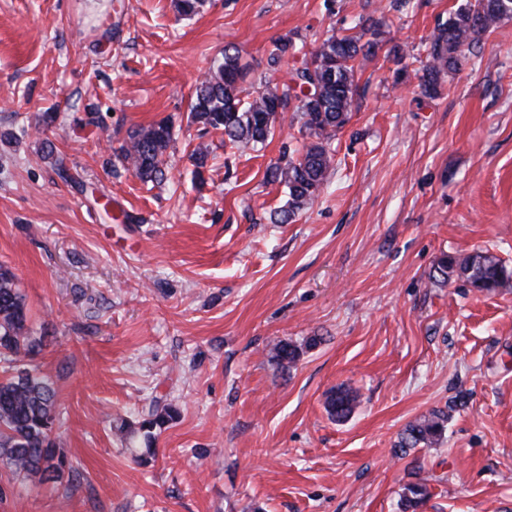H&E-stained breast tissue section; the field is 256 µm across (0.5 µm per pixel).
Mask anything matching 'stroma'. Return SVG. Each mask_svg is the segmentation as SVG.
I'll return each mask as SVG.
<instances>
[{
  "mask_svg": "<svg viewBox=\"0 0 512 512\" xmlns=\"http://www.w3.org/2000/svg\"><path fill=\"white\" fill-rule=\"evenodd\" d=\"M461 2L207 0L185 19L171 0H0V262L77 471L23 483L0 463V512H400L417 478L422 512H512V283L430 279L442 256L477 249L512 267V21L464 48L433 99L392 60L425 57ZM361 16L386 35L335 167L313 204L272 223L288 193L265 173L302 148L298 120L230 150L188 121L191 90L228 44L251 82H283L274 40L311 51ZM163 119L164 184L105 169L130 128ZM104 195L130 222L107 217ZM281 341L304 348L286 370L271 359ZM340 386L360 400L343 422L324 406ZM155 395L180 417L140 465L116 425ZM439 409L444 439L397 456L405 425ZM431 491L425 480L408 483L401 495L400 508L402 512H416L430 498Z\"/></svg>",
  "mask_w": 512,
  "mask_h": 512,
  "instance_id": "stroma-1",
  "label": "stroma"
}]
</instances>
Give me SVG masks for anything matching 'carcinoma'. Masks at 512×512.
Wrapping results in <instances>:
<instances>
[{
	"instance_id": "obj_1",
	"label": "carcinoma",
	"mask_w": 512,
	"mask_h": 512,
	"mask_svg": "<svg viewBox=\"0 0 512 512\" xmlns=\"http://www.w3.org/2000/svg\"><path fill=\"white\" fill-rule=\"evenodd\" d=\"M206 0H173L177 13L185 18L198 15ZM512 20V0H465L439 27L420 61L423 78L419 95L435 98L441 92V76L455 71L464 47L479 42ZM384 35L382 23L360 18L349 33L324 38L312 53L292 37L276 40L267 64L276 70L291 58L293 67L281 83L261 82L243 86L248 68L239 51L224 48L205 76L195 84L189 118L203 129L219 131L224 144L239 150H255L273 135L276 123L287 112L296 113L300 132L310 139L302 152L289 156L284 164L267 172V179L288 189V207L276 221L286 224L298 211L312 204L323 190L336 156V136L350 120L357 91L356 76L362 64L375 54ZM172 128L165 121L128 130L114 156L121 165L133 169L145 184L167 179V150ZM470 287L492 292L512 281V268L488 251H476L462 258L441 257L431 276L442 285L452 277ZM24 295L13 271L0 264V361L13 374L0 380V462L15 476L43 479L59 477L68 467L66 457L54 438L58 416L57 391L45 377L32 373L26 362L38 354L40 343L31 336ZM302 349L288 341L273 348L272 360L286 369L299 359ZM359 404L355 391L338 388L328 393L325 408L337 421L347 419ZM179 417L178 408L160 397L118 427L132 458L141 463L156 456L157 433ZM448 412L434 410L411 422L400 433L396 447L402 454L438 443L447 428ZM424 480L407 484L401 495V512H418L430 498Z\"/></svg>"
}]
</instances>
